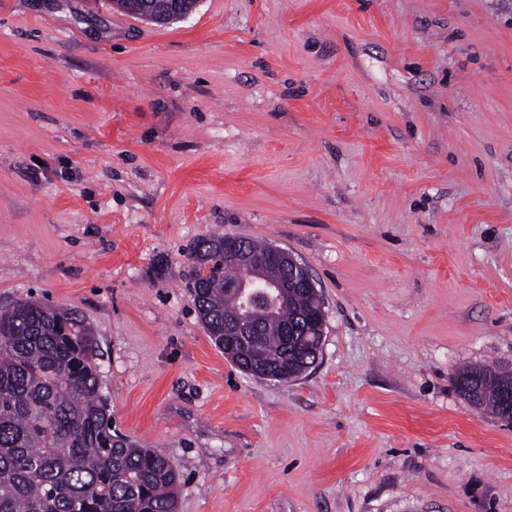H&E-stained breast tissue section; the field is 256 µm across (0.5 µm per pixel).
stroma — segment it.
I'll return each mask as SVG.
<instances>
[{
	"label": "stroma",
	"mask_w": 512,
	"mask_h": 512,
	"mask_svg": "<svg viewBox=\"0 0 512 512\" xmlns=\"http://www.w3.org/2000/svg\"><path fill=\"white\" fill-rule=\"evenodd\" d=\"M285 248L321 353L252 377L207 336L187 246ZM77 311L116 430L178 512H512V0H0V302ZM140 4L138 13L140 17L151 21H162L173 16H184L181 0H134ZM138 1V2H137ZM141 1V2H140ZM496 377H501L506 382L512 381L511 372L489 365H473L460 368L455 373L453 381L459 394L469 403L486 408L496 417L503 419L505 413L501 406L499 390L493 384Z\"/></svg>",
	"instance_id": "stroma-1"
}]
</instances>
